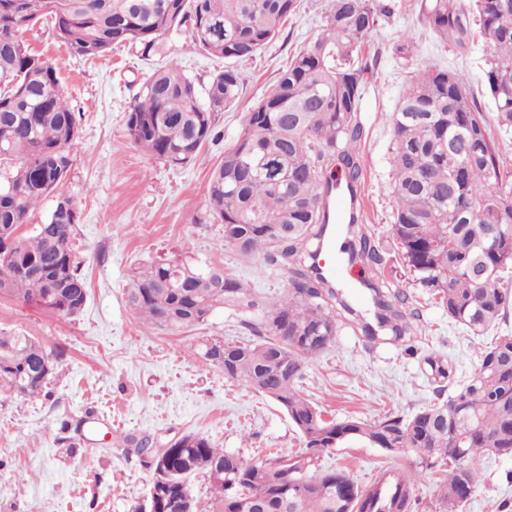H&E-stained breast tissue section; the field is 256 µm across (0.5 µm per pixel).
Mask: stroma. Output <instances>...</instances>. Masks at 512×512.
Wrapping results in <instances>:
<instances>
[{
	"instance_id": "stroma-1",
	"label": "stroma",
	"mask_w": 512,
	"mask_h": 512,
	"mask_svg": "<svg viewBox=\"0 0 512 512\" xmlns=\"http://www.w3.org/2000/svg\"><path fill=\"white\" fill-rule=\"evenodd\" d=\"M394 12L365 41L375 57L374 78L362 102L364 126L362 206L365 222L383 248L384 273L418 309L413 348L366 347L351 329L306 363L300 389L325 419L358 417L374 422L389 414L408 416L436 394L425 356L453 362L456 381L479 365L492 337L512 334V321L476 336L416 283L403 265L390 233L394 209L392 126L411 76L436 67L464 74L486 115L494 105L483 86L489 49L475 39L463 49L448 46L418 21L420 0H386ZM328 0H303L278 38L252 59L238 62L242 93L217 123L215 138L198 160L174 168L135 147L126 130L129 102L144 72L177 61L199 85L222 70L182 37L142 60L114 47L103 58L85 60L58 43L49 25L26 32L32 52L55 63L60 89L81 114L79 139L62 194L71 196L79 220L76 250L84 261L87 301L74 316L50 313L17 298H0V330L36 337L47 350L65 355L44 391L0 401V512H131L148 495L152 471L143 458L113 447V435L149 433L158 445L196 433L214 445L258 462L268 451L291 456L306 443L287 414L270 398L225 379L222 368L194 355L202 337L248 341L244 319L261 318L264 307L288 287V272L267 266L262 256L243 259L224 243L219 224H195L205 209L212 170L236 142L249 112L273 90L278 73L322 31ZM414 40L410 57L393 45L401 34ZM189 255L226 270L258 303L251 312L220 310L191 330L171 334L140 322L126 303L129 268L140 258ZM72 422L62 430V422ZM414 452L386 453L361 441H346L319 458L323 469L343 468L358 483L381 467H411ZM481 482L458 512H512V458L489 455L479 463Z\"/></svg>"
}]
</instances>
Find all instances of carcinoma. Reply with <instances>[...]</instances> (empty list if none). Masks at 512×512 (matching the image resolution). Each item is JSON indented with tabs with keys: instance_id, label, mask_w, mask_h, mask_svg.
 <instances>
[{
	"instance_id": "obj_1",
	"label": "carcinoma",
	"mask_w": 512,
	"mask_h": 512,
	"mask_svg": "<svg viewBox=\"0 0 512 512\" xmlns=\"http://www.w3.org/2000/svg\"><path fill=\"white\" fill-rule=\"evenodd\" d=\"M302 0H0V297L74 315L87 301L82 261L74 247L78 212L58 195L46 220L23 234L32 213L66 181L78 120L62 94L56 65L30 52L24 34L41 19L70 53L103 57L129 43L147 59L167 39L182 35L229 64L204 88L178 63L147 74L128 110L127 134L144 153L173 167L195 162L214 136L221 114L242 91L238 60L252 58L277 38ZM421 0L419 20L447 45L464 47L480 34L490 57L483 83L494 120L512 130V0ZM391 7L380 0H329L322 32L282 71L273 91L248 114L233 148L212 171L205 210L194 224L224 226V244L245 259L288 269L283 303L248 323L256 339L202 338L191 347L202 360L276 401L300 431L307 452H275L260 463L185 434L155 449L145 434L112 438L115 448L154 458L146 503L133 512H414V468L386 467L361 486L343 469L318 471L319 453L348 439L378 448H412L421 463L448 471L426 512H457L480 478L483 455L512 457V335L495 337L480 352L477 370L454 387V367L428 356L432 379L448 382L447 398L404 418L377 423L351 417L325 421L298 388L306 360L335 339L340 318L355 310L321 277L311 257L327 224L322 190L333 164L357 197L362 173L358 112L375 65L364 59V39ZM395 210L391 233L416 282L440 295L448 318L475 333L507 318L512 295L501 287L512 270V171L492 137L489 120L467 78L429 68L409 84L391 115ZM487 224H500L497 244ZM351 260L382 266L379 245L366 227ZM378 323L355 327L371 343L416 332L399 309L406 294L384 273L367 284ZM127 304L144 323L177 333L203 324L215 311H249L257 303L224 269L180 260H146L130 269ZM64 352L48 351L31 336L0 331V396L40 394ZM202 472L210 484L208 507L188 487ZM308 479L303 489L291 484Z\"/></svg>"
}]
</instances>
